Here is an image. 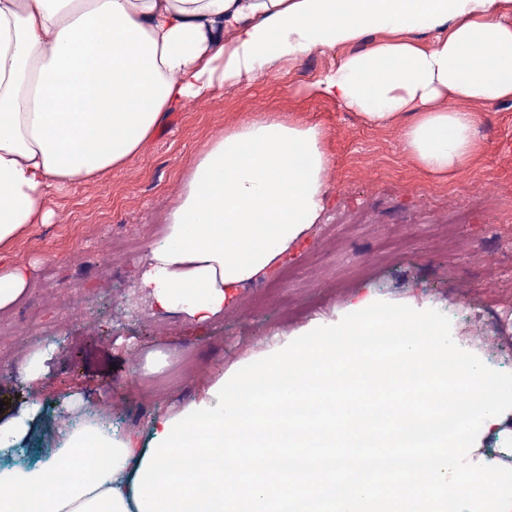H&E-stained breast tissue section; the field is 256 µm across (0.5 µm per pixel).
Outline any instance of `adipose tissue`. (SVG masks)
I'll list each match as a JSON object with an SVG mask.
<instances>
[{
    "mask_svg": "<svg viewBox=\"0 0 512 512\" xmlns=\"http://www.w3.org/2000/svg\"><path fill=\"white\" fill-rule=\"evenodd\" d=\"M512 0H0V252L45 220L52 186L137 156L165 115L278 61L342 49L309 87L374 124L405 112L404 150L453 177L478 149L476 105L512 99ZM433 32L430 44L410 41ZM377 42L364 46L368 35ZM323 130L262 113L210 141L149 245L140 288L193 323L231 308L317 224ZM172 412L151 422L163 432ZM149 436L87 418L52 458L0 470V512H139Z\"/></svg>",
    "mask_w": 512,
    "mask_h": 512,
    "instance_id": "obj_1",
    "label": "adipose tissue"
}]
</instances>
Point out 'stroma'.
I'll use <instances>...</instances> for the list:
<instances>
[{
	"label": "stroma",
	"instance_id": "35a3bbf8",
	"mask_svg": "<svg viewBox=\"0 0 512 512\" xmlns=\"http://www.w3.org/2000/svg\"><path fill=\"white\" fill-rule=\"evenodd\" d=\"M342 55L332 49L279 63L256 80L217 89L205 101L169 113L138 156L98 181L53 190L45 199L50 223L32 225L0 268L25 264L30 285L58 289L56 301L15 305L6 324L26 314L30 327L53 336L36 349L0 347V418L30 404L39 415L33 437L0 447V467L35 465L51 455L58 420L95 410L113 430L146 431L160 407L196 400L220 369L244 367L277 351L311 321L337 323L350 301L371 294L449 317L461 348L491 368L512 372V331L492 322L512 309V100L478 105L480 150L453 179L420 168L403 151L400 134L413 120L367 123L308 88ZM260 112L319 126L331 160L325 209L308 237L274 272L241 289L238 302L207 325L160 312L151 300L131 306L149 244L166 232L188 170L211 139ZM126 239L133 255L121 278L103 274L97 249ZM497 251L489 265L485 248ZM88 309L89 322L62 317L70 299ZM483 324L486 334L470 331ZM192 362L205 369L184 383ZM139 397H132L131 388Z\"/></svg>",
	"mask_w": 512,
	"mask_h": 512
}]
</instances>
